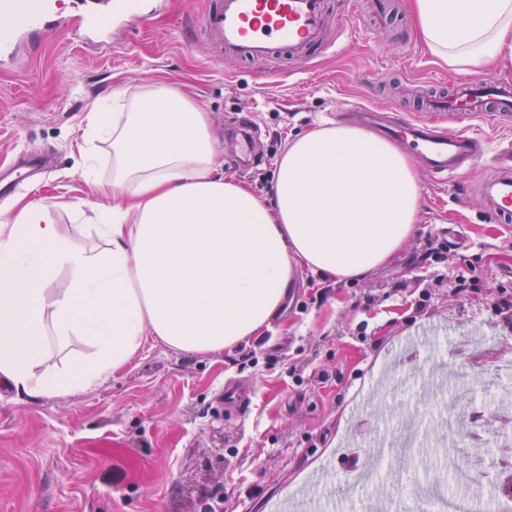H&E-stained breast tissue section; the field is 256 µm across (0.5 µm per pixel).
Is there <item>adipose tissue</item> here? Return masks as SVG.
<instances>
[{
    "instance_id": "adipose-tissue-1",
    "label": "adipose tissue",
    "mask_w": 512,
    "mask_h": 512,
    "mask_svg": "<svg viewBox=\"0 0 512 512\" xmlns=\"http://www.w3.org/2000/svg\"><path fill=\"white\" fill-rule=\"evenodd\" d=\"M418 33L454 71L512 63V0H412ZM89 114L81 174L105 246L74 245L46 205L0 215V381L19 398H65L106 382L147 341L221 354L270 325L300 270L363 279L398 255L422 209L420 179L393 142L328 123L289 141L273 191L225 176L206 112L156 85ZM112 145V179L91 172ZM64 287H54L57 271ZM93 349L49 364L44 343Z\"/></svg>"
}]
</instances>
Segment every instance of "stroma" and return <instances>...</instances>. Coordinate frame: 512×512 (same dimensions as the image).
<instances>
[{
  "instance_id": "stroma-1",
  "label": "stroma",
  "mask_w": 512,
  "mask_h": 512,
  "mask_svg": "<svg viewBox=\"0 0 512 512\" xmlns=\"http://www.w3.org/2000/svg\"><path fill=\"white\" fill-rule=\"evenodd\" d=\"M393 24L364 30L306 70L217 59L197 40L206 0H151L155 16L103 42L83 43L71 30L22 47L0 67V170L38 149L54 166L36 187L0 198L42 200L77 246H101L80 175L89 112L113 90L128 95L164 84L207 112L225 175L271 194L276 158L298 132L335 120L340 108L397 105L421 118L418 96L460 74L437 63L414 29L411 0H400ZM258 130L257 164L229 159L225 139L239 121ZM446 129L478 138L481 169L449 182L420 171L423 209L400 253L362 280L334 281L300 271L262 335L219 355H187L147 342L105 383L66 398L20 399L0 381V512H207L213 489L224 512H263L282 483L310 489L328 512H429L435 481L461 468L458 494L496 512L490 488L512 454V379L489 368L512 360V322L493 309L502 284L512 285V224L495 223L476 186L494 169L512 126L494 113L447 120ZM475 269V291L455 293L448 280ZM428 346L398 362L392 346L421 326ZM233 380L254 386L251 411L237 418L220 402ZM457 384L445 397L446 419L419 420L428 396L416 385ZM394 409L377 479L342 494L353 477L348 458L366 421ZM418 446L406 447L408 435ZM335 464L322 483L310 476Z\"/></svg>"
}]
</instances>
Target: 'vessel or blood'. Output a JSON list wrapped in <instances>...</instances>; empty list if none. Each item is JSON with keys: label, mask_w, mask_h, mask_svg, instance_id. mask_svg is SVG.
Masks as SVG:
<instances>
[{"label": "vessel or blood", "mask_w": 512, "mask_h": 512, "mask_svg": "<svg viewBox=\"0 0 512 512\" xmlns=\"http://www.w3.org/2000/svg\"><path fill=\"white\" fill-rule=\"evenodd\" d=\"M394 8L392 0H343L339 14H331L328 0H209L201 20L203 42L215 53L242 61L267 60L278 65L293 60L303 64L316 55L335 52L326 44L328 24L346 33V18L366 11L371 27L386 26ZM0 17L8 25L0 30V61L12 59L21 41L30 35L48 34L54 27L71 24L85 36L104 37L136 13L132 0H71L70 13H62L60 0H0ZM425 119L411 123L398 120L388 126V135L409 138L420 161L437 180L456 177L458 169L476 159L481 149L477 139L461 133L444 135L436 124L449 113L472 116L497 112L503 123L512 122V82L505 79L462 80L449 92L425 96ZM497 223H512V155L498 160L495 175L482 183ZM294 491L281 488L267 498L264 512H296Z\"/></svg>", "instance_id": "vessel-or-blood-1"}]
</instances>
